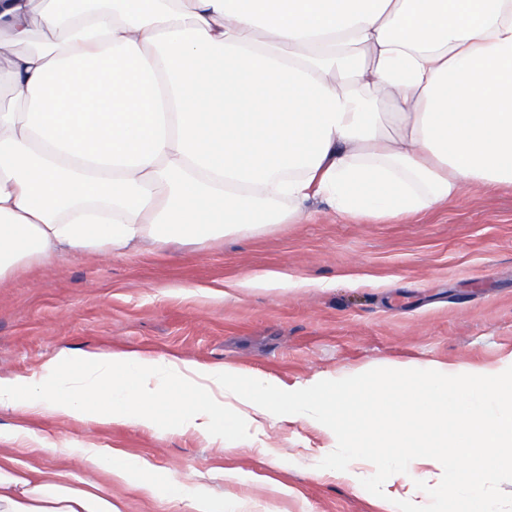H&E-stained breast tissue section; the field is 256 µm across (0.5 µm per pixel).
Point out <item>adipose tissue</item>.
<instances>
[{"instance_id": "ef3b65f1", "label": "adipose tissue", "mask_w": 512, "mask_h": 512, "mask_svg": "<svg viewBox=\"0 0 512 512\" xmlns=\"http://www.w3.org/2000/svg\"><path fill=\"white\" fill-rule=\"evenodd\" d=\"M2 59L0 283L29 262L302 224L314 199L399 221L512 184V0H0ZM1 411L169 424L227 449L247 425L315 422L344 459L311 475L357 486L371 465L384 512H498L487 491L512 468V375L498 369L436 373L418 392L289 390L229 364L62 351L37 375L0 373ZM7 437L117 480L146 468L21 421ZM451 456L464 474L435 473ZM144 489L186 498L172 476ZM0 512L121 510L68 471L0 456Z\"/></svg>"}]
</instances>
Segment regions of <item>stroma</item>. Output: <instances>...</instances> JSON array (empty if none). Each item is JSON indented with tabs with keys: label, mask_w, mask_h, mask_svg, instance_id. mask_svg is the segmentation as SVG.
Returning <instances> with one entry per match:
<instances>
[{
	"label": "stroma",
	"mask_w": 512,
	"mask_h": 512,
	"mask_svg": "<svg viewBox=\"0 0 512 512\" xmlns=\"http://www.w3.org/2000/svg\"><path fill=\"white\" fill-rule=\"evenodd\" d=\"M282 270L287 287L225 299L224 284ZM63 350L135 351L209 368L230 363L283 387L314 379L398 378L419 388L435 369L462 376L512 363V185L468 189L447 206L393 223L316 211L305 224H274L242 237L144 245L108 260L66 256L19 267L0 284V371L37 372ZM53 441L92 440L176 474L182 501L146 495L78 460L13 448L21 463L68 465L77 486L94 484L123 512H189L210 494L244 512H379L371 487L307 468L336 453L320 428L282 421L249 448L225 450L172 428L83 424L32 416ZM242 473L229 482L225 471Z\"/></svg>",
	"instance_id": "1"
}]
</instances>
